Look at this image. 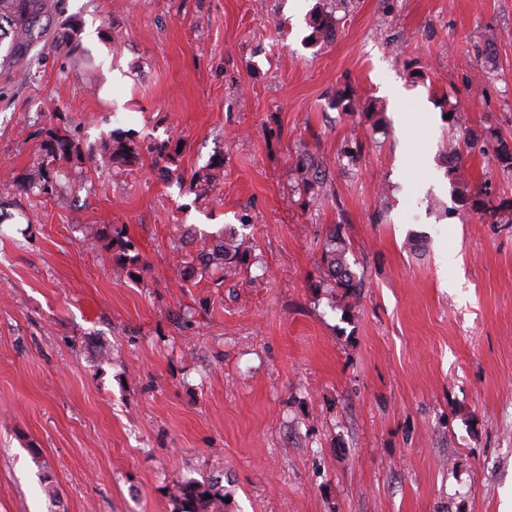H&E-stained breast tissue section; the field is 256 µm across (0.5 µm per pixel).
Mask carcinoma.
<instances>
[{
    "instance_id": "obj_1",
    "label": "carcinoma",
    "mask_w": 512,
    "mask_h": 512,
    "mask_svg": "<svg viewBox=\"0 0 512 512\" xmlns=\"http://www.w3.org/2000/svg\"><path fill=\"white\" fill-rule=\"evenodd\" d=\"M57 11V0H0V43L9 40L6 54L0 59L5 67L15 63V50L33 42L35 29L46 31L48 23ZM63 31L70 46L79 45L81 28L69 18L56 23ZM312 38L329 41L336 37L337 20L331 12H316L310 20ZM179 144L161 143L146 148L134 139L119 134H112L110 140L101 147L82 148L72 138L66 128L50 130L47 139L41 145L42 160L29 168L23 183L12 182L0 193V205L3 199L14 193L19 187L28 190L37 188L47 192L60 186L59 176H67L69 171L86 162L100 168L137 167L143 164V152L152 156V165L156 168L171 171L180 151ZM496 164L503 169L512 170V146L506 141H498L492 149ZM461 161L453 155L448 161V177L459 185L458 201L465 210L476 211L485 215L495 216L502 209L493 203L486 193L471 194L461 175ZM224 175V156L215 155L209 163L191 175L189 189L204 194L213 189ZM298 188L306 196L307 201L316 202L323 187L324 175L315 159L309 157L301 163L298 175ZM344 225L335 224L331 228L325 250L323 265L325 268L326 286L335 288L345 298L354 300L359 297L361 279L351 271L347 259L348 246L344 238ZM86 233L101 243V247L109 254L112 264L118 269L132 273L133 269L142 265V258L134 244L127 238L123 230L112 224H103L86 228ZM248 262L247 252L236 241L234 234L217 240L211 245H204L190 257L183 268V277L191 278L197 274H207L224 269V264ZM176 504L175 512H224V492L219 481L214 478L203 480L189 479L177 485L173 496Z\"/></svg>"
}]
</instances>
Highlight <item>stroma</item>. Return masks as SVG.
<instances>
[{
    "label": "stroma",
    "mask_w": 512,
    "mask_h": 512,
    "mask_svg": "<svg viewBox=\"0 0 512 512\" xmlns=\"http://www.w3.org/2000/svg\"><path fill=\"white\" fill-rule=\"evenodd\" d=\"M58 10L92 65L45 32L0 67V176L22 179L58 125L84 147L115 129L184 147L172 173L88 164L0 212V512H173L176 484L207 477L224 512H512V224L398 164L426 139L438 171L459 152L468 186L512 205V172L469 148L512 143V0ZM319 10L333 42L309 40ZM386 78L410 93V134ZM345 88L360 111L336 107ZM217 153L224 179L196 195ZM309 154L314 205L294 190ZM339 222L363 283L350 306L321 284ZM103 224L125 227L137 273L86 235ZM226 228L249 266L183 280Z\"/></svg>",
    "instance_id": "obj_1"
}]
</instances>
